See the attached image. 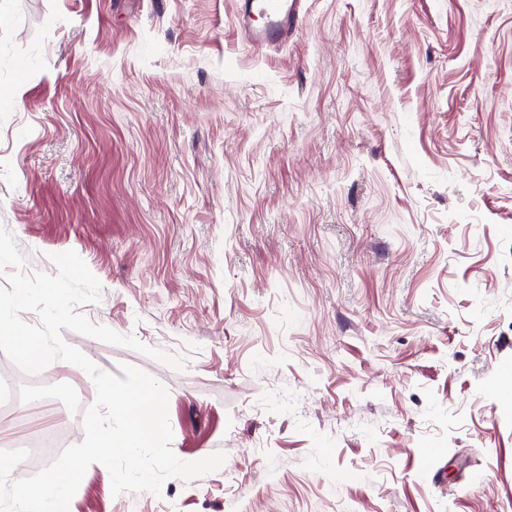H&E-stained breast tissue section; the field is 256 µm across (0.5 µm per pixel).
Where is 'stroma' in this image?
Segmentation results:
<instances>
[{"instance_id":"obj_1","label":"stroma","mask_w":512,"mask_h":512,"mask_svg":"<svg viewBox=\"0 0 512 512\" xmlns=\"http://www.w3.org/2000/svg\"><path fill=\"white\" fill-rule=\"evenodd\" d=\"M0 228L75 251L102 371L167 388L213 472L69 512H512V0H306L246 44L234 0H0ZM70 398L0 382V450ZM446 461L425 476L427 450Z\"/></svg>"}]
</instances>
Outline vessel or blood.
Masks as SVG:
<instances>
[{"label":"vessel or blood","instance_id":"1","mask_svg":"<svg viewBox=\"0 0 512 512\" xmlns=\"http://www.w3.org/2000/svg\"><path fill=\"white\" fill-rule=\"evenodd\" d=\"M300 0H237L235 21L247 42L263 49L285 42L300 22Z\"/></svg>","mask_w":512,"mask_h":512}]
</instances>
